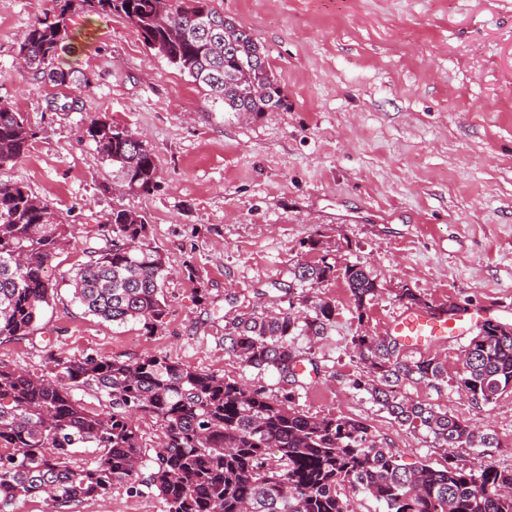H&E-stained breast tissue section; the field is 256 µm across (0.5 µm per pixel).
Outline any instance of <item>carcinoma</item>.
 I'll return each mask as SVG.
<instances>
[{"instance_id":"carcinoma-1","label":"carcinoma","mask_w":512,"mask_h":512,"mask_svg":"<svg viewBox=\"0 0 512 512\" xmlns=\"http://www.w3.org/2000/svg\"><path fill=\"white\" fill-rule=\"evenodd\" d=\"M53 9L29 29L19 53L26 70L68 87L73 72L56 65L69 40L68 16L81 8L119 16L137 28L145 46L207 92L226 112L254 114L279 108L284 95L253 35L212 6L213 0H53ZM217 21L205 35H191L193 16ZM85 135L98 158L116 167L120 186L151 194L158 188L154 149L137 133L106 119H90ZM33 133L21 113L0 102V170L30 148ZM145 215L112 207L100 225L101 245L72 277L74 298L88 315L152 333L164 324L167 264L147 242ZM69 242V229L48 204L0 178V343L34 335L55 291L52 260ZM358 320L377 283L357 264L343 268ZM336 276L321 260L293 270L300 284ZM288 307L254 306L224 325V350L259 371H273L283 392L273 398L214 373L165 356L136 361L87 354L54 357L51 374L36 375L0 362V512H13L21 497L38 498L47 512H69L76 503L117 486L132 494L146 487L167 512H354L341 497L351 488L383 504L386 512H512V470L477 467L450 458L446 466L409 467L377 444L358 419L308 416L291 403L305 371L288 338L319 337L333 321L334 306L321 298L282 289ZM398 300L455 319L460 303L438 307L408 288ZM364 373L358 390L395 421L431 435L450 448H481L494 437L434 404L398 394L412 383L437 388L448 378L437 357L410 358L391 336L353 337ZM456 383L483 406L512 393V327L495 320L479 326L463 350ZM95 394L98 405L78 392ZM164 431L165 446L150 457L139 421ZM80 448L94 449L83 465Z\"/></svg>"}]
</instances>
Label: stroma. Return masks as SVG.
<instances>
[{
	"mask_svg": "<svg viewBox=\"0 0 512 512\" xmlns=\"http://www.w3.org/2000/svg\"><path fill=\"white\" fill-rule=\"evenodd\" d=\"M264 48L283 107L239 116L144 44L120 17L75 13L59 64L71 88L19 69L16 55L52 0H0V101L35 136L0 172L46 200L71 243L53 261L57 293L33 340L0 344V361L35 373L51 352L136 360L161 354L274 397L276 374L224 350L226 320L278 301L294 267L361 264L378 294L357 313L343 277L312 288L335 316L289 346L317 371L296 388L307 415L365 421L407 466L448 458L512 470V394L476 407L454 377L467 338L425 347L450 378L404 385L410 398L492 433L482 448H445L355 389L360 331L383 336L411 289L430 303L512 305V0H214ZM104 116L145 136L158 157L151 194L114 193L118 179L82 131ZM149 220L169 270V313L154 333L112 324L74 302L71 276L97 246L113 206ZM72 512H166L155 493L113 489Z\"/></svg>",
	"mask_w": 512,
	"mask_h": 512,
	"instance_id": "stroma-1",
	"label": "stroma"
}]
</instances>
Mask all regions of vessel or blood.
Instances as JSON below:
<instances>
[{
  "instance_id": "vessel-or-blood-1",
  "label": "vessel or blood",
  "mask_w": 512,
  "mask_h": 512,
  "mask_svg": "<svg viewBox=\"0 0 512 512\" xmlns=\"http://www.w3.org/2000/svg\"><path fill=\"white\" fill-rule=\"evenodd\" d=\"M468 323L465 317L452 324L446 315L433 316L422 310L410 309L394 318L388 333L397 337L407 349L419 350L431 341L466 334Z\"/></svg>"
}]
</instances>
